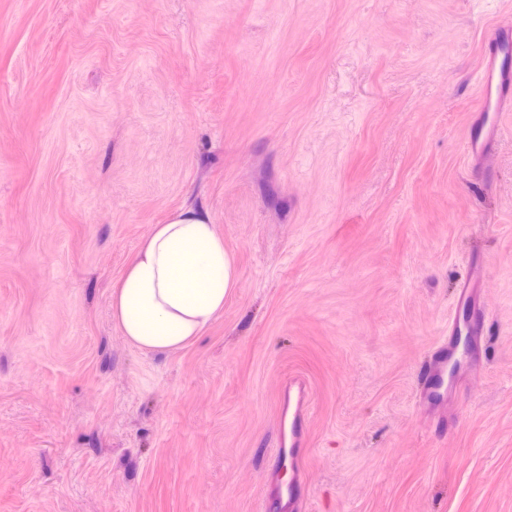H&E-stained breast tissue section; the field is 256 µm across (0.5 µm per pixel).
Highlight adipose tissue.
Returning <instances> with one entry per match:
<instances>
[{
	"label": "adipose tissue",
	"instance_id": "1",
	"mask_svg": "<svg viewBox=\"0 0 512 512\" xmlns=\"http://www.w3.org/2000/svg\"><path fill=\"white\" fill-rule=\"evenodd\" d=\"M239 283L233 255L205 211L188 206L157 225L112 291V318L144 351L197 338Z\"/></svg>",
	"mask_w": 512,
	"mask_h": 512
}]
</instances>
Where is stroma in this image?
Returning <instances> with one entry per match:
<instances>
[{
  "mask_svg": "<svg viewBox=\"0 0 512 512\" xmlns=\"http://www.w3.org/2000/svg\"><path fill=\"white\" fill-rule=\"evenodd\" d=\"M512 0H0V512H512V104L465 152ZM239 284L149 353L112 289L181 207ZM483 261L433 402L420 373ZM306 440V429L305 426L300 422L297 424L295 418H293L288 432V447L285 443L280 448H275L277 455L283 459L285 463L289 462L290 469L293 473V479L288 484L287 490L281 491L280 507L283 506L282 499L284 496L286 502L288 501V511L298 512L299 504L303 498L301 492V484L299 482L300 476L302 475L301 460H302V447Z\"/></svg>",
  "mask_w": 512,
  "mask_h": 512,
  "instance_id": "1",
  "label": "stroma"
}]
</instances>
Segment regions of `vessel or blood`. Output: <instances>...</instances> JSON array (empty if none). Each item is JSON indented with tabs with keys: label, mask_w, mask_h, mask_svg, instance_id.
Listing matches in <instances>:
<instances>
[{
	"label": "vessel or blood",
	"mask_w": 512,
	"mask_h": 512,
	"mask_svg": "<svg viewBox=\"0 0 512 512\" xmlns=\"http://www.w3.org/2000/svg\"><path fill=\"white\" fill-rule=\"evenodd\" d=\"M479 87L480 110L465 142L467 156L476 163L490 153L500 130V114L512 102V33L495 28L487 34ZM479 286L478 274L473 271L458 290L455 311L448 323L449 338L435 346L424 374L421 394L426 399L441 396L448 364L457 358L454 336L463 333L477 339L484 334L485 309L477 295ZM305 440L304 425L291 424L287 445L276 450L294 475L285 492L289 512H297L302 499L299 478Z\"/></svg>",
	"instance_id": "1"
}]
</instances>
